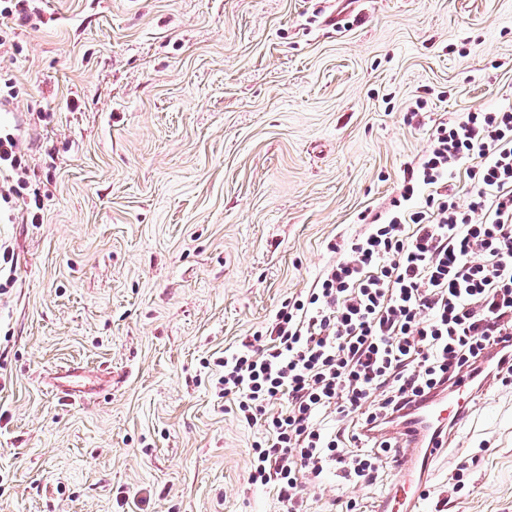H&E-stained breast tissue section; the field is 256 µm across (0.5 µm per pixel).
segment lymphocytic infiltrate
Masks as SVG:
<instances>
[{
  "mask_svg": "<svg viewBox=\"0 0 512 512\" xmlns=\"http://www.w3.org/2000/svg\"><path fill=\"white\" fill-rule=\"evenodd\" d=\"M25 172L18 138L0 134V200L23 203L36 223ZM400 197L385 220L333 245L336 262L283 302L265 347L224 355L225 398L264 423L250 480L273 488L278 512H309L331 472L343 486L373 485L401 445L389 427L432 395L463 381L512 385V109L438 123Z\"/></svg>",
  "mask_w": 512,
  "mask_h": 512,
  "instance_id": "obj_1",
  "label": "lymphocytic infiltrate"
}]
</instances>
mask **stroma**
Returning a JSON list of instances; mask_svg holds the SVG:
<instances>
[{
  "label": "stroma",
  "mask_w": 512,
  "mask_h": 512,
  "mask_svg": "<svg viewBox=\"0 0 512 512\" xmlns=\"http://www.w3.org/2000/svg\"><path fill=\"white\" fill-rule=\"evenodd\" d=\"M0 37L43 205L0 201V512H274L224 352L386 217L432 126L512 108V0H30ZM394 478L327 474L310 510L378 512ZM425 487L421 512H512V387Z\"/></svg>",
  "instance_id": "obj_1"
}]
</instances>
